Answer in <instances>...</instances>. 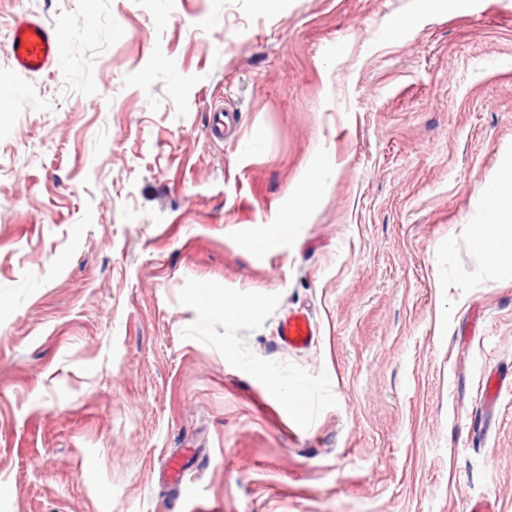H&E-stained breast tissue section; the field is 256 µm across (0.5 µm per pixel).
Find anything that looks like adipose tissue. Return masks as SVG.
I'll list each match as a JSON object with an SVG mask.
<instances>
[{"label":"adipose tissue","mask_w":512,"mask_h":512,"mask_svg":"<svg viewBox=\"0 0 512 512\" xmlns=\"http://www.w3.org/2000/svg\"><path fill=\"white\" fill-rule=\"evenodd\" d=\"M484 220L476 231L477 248L499 259L512 257L502 244L512 240V158H507L499 181L486 184Z\"/></svg>","instance_id":"obj_1"}]
</instances>
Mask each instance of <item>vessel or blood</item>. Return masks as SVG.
Segmentation results:
<instances>
[{
    "instance_id": "obj_1",
    "label": "vessel or blood",
    "mask_w": 512,
    "mask_h": 512,
    "mask_svg": "<svg viewBox=\"0 0 512 512\" xmlns=\"http://www.w3.org/2000/svg\"><path fill=\"white\" fill-rule=\"evenodd\" d=\"M7 49L17 68L24 73H36L63 62L59 36L32 19H23L15 24ZM277 332L281 345L291 351L308 349L316 338L311 317L299 310L281 317Z\"/></svg>"
}]
</instances>
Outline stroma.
Here are the masks:
<instances>
[{
    "label": "stroma",
    "instance_id": "1",
    "mask_svg": "<svg viewBox=\"0 0 512 512\" xmlns=\"http://www.w3.org/2000/svg\"><path fill=\"white\" fill-rule=\"evenodd\" d=\"M24 18L63 67L17 72ZM18 83L0 512H512V264L473 241L512 155V0H0V101ZM314 161L320 206L242 252ZM290 308L308 351L280 345ZM175 451L191 494L160 479ZM277 332L281 345L291 351L308 349L316 338L311 317L300 310L290 311L281 317Z\"/></svg>",
    "mask_w": 512,
    "mask_h": 512
}]
</instances>
